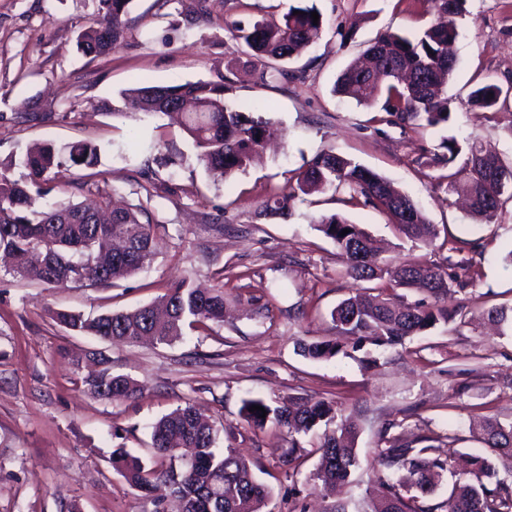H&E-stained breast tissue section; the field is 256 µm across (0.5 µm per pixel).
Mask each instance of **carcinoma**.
Listing matches in <instances>:
<instances>
[{
    "instance_id": "1",
    "label": "carcinoma",
    "mask_w": 512,
    "mask_h": 512,
    "mask_svg": "<svg viewBox=\"0 0 512 512\" xmlns=\"http://www.w3.org/2000/svg\"><path fill=\"white\" fill-rule=\"evenodd\" d=\"M131 0H97V12L79 33L83 55L92 59L112 51L121 35ZM435 19L422 32L407 36L387 30L379 33L367 49L374 68L352 63L339 76L333 92L366 103L377 93L385 96L384 110L401 123L424 121L431 127L448 128L451 103L444 86L456 61L448 46L458 36L456 17L465 12L466 0H428ZM280 21L235 23L232 34L260 62L263 82L287 81L293 77L285 62L318 37L322 23H313L315 8L298 6ZM231 87L224 77L216 80L167 86L143 82L125 90V108L145 114H168L181 102L193 103L184 115L183 130L197 150V159L211 173L229 178L243 171L263 147L268 122L258 115L262 107L246 108L226 99ZM501 89L488 83L471 94L473 107L490 110ZM437 156L451 170L443 176L450 193L466 196L472 213L492 222L502 208L501 196L512 186V168L474 142L444 136ZM100 162V149L90 141H77L58 148L46 143L28 151L19 163L28 170L29 181L19 183L0 173V250L19 259L14 272L22 278L50 285L79 283L109 284L126 279L149 264L155 254V225L142 221L143 206L110 209L109 196L91 204H50L43 201L41 183L56 180L72 167L92 169ZM346 186L351 198L386 213L407 238L427 243L435 228L415 202L395 189L390 181L337 153L315 156L296 178V186L274 194L265 204L269 215H285L298 194L323 192ZM316 229L336 246L344 262L341 274L371 283L340 301L331 318L340 336L299 343L303 356L328 359L344 348L364 343L394 346L448 320V310L439 301L451 293H462L480 279L477 266L454 260L455 246L448 247L445 267L423 266L405 261L391 266L380 260L370 236L357 224L336 215L322 216ZM347 229L349 233L342 234ZM117 238L127 241L124 252L112 255L105 265L101 255ZM39 251L43 260L29 264L26 256ZM419 287L431 301L409 303L395 293L398 288ZM483 316L500 334L512 332V306H491ZM56 322L73 336L136 344L149 337L157 345H171L184 335L185 326L220 323L224 320V285L198 288L187 281L169 286L150 304L132 310L107 312L95 317L58 311ZM97 398L122 402L142 393L140 385L111 368L91 372L83 378ZM256 405L265 412L250 411ZM243 419L253 428L275 424L288 433L306 435L321 426L326 429L317 448L320 463L316 479L322 485L348 481L357 465L355 417L338 415L335 404L324 399H290L275 405L261 398L243 401ZM336 424L330 430L328 426ZM220 422L193 405L177 407L151 426L152 447L161 463L149 467L124 448L112 452V467L126 482L141 491L156 494L170 490L183 501L176 512H262L271 491L258 483L249 462L235 451L216 448ZM473 431L490 449L488 455L470 457L466 476L455 479L448 497L435 507L418 504L419 496L435 492L443 474L451 471L453 439L419 436L410 442L396 440L377 449L376 458L387 469H404L408 484L391 483L378 476V491L367 512H512V484L497 478L495 458L512 459V422L505 424L485 416ZM180 462V467L173 462ZM415 494L408 495V492Z\"/></svg>"
}]
</instances>
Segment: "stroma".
<instances>
[{
	"label": "stroma",
	"mask_w": 512,
	"mask_h": 512,
	"mask_svg": "<svg viewBox=\"0 0 512 512\" xmlns=\"http://www.w3.org/2000/svg\"><path fill=\"white\" fill-rule=\"evenodd\" d=\"M315 6L319 38L294 57L292 80L261 83L232 23L282 19ZM194 0H131L123 39L88 59L77 36L96 0H0V164L23 182L14 157L47 142L88 140L100 148L96 176L74 167L43 183L47 200L87 203L110 192L120 204L143 205L157 226L158 247L144 270L112 286L57 287L0 270V512H157L158 502L128 485L112 467L124 447L154 463L150 423L179 406H203L223 421L218 447L245 457L272 490L264 512H365L376 493L375 451L398 437L452 435L461 453H483L475 416L512 421V335L486 325L482 309L512 306V199L484 224L454 202L434 161L443 134L477 141L512 163V0H467L453 46L457 66L447 85L455 105L449 129L402 126L381 103L333 94L341 71L385 30L413 35L433 19L427 0H209L196 18ZM230 78L232 99L268 105L270 146L228 179L197 160L177 116L130 112L121 93L154 85ZM500 86L497 105L472 107L471 92ZM333 151L391 181L421 208L437 236L423 244L400 235L388 217L353 205L341 188L299 195L288 216L264 214L271 195L295 184L317 154ZM335 214L360 225L392 262L444 264L449 246L482 276L465 298L471 321L436 324L396 346L370 344L328 360L297 352L299 341L337 336L331 310L359 284L340 277L343 262L316 230ZM224 286V320L186 330L170 345L120 344L72 336L53 315L67 309L97 315L152 302L174 282ZM448 297L455 308L462 300ZM109 359L113 373L143 392L112 403L81 382L86 356ZM467 383L458 393L459 383ZM315 397L335 402L359 426V465L348 484L322 490L315 478L318 438L301 439L295 467L281 456L287 429L247 426L243 402Z\"/></svg>",
	"instance_id": "obj_1"
}]
</instances>
